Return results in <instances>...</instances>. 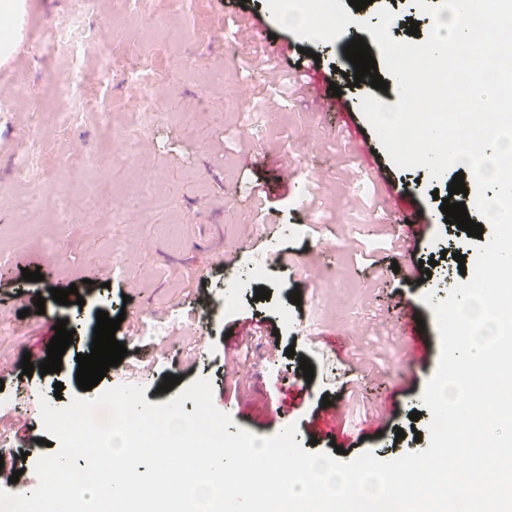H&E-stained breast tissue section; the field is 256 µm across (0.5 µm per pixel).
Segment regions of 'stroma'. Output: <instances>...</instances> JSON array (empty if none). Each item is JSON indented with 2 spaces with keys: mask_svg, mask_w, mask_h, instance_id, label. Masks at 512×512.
Masks as SVG:
<instances>
[{
  "mask_svg": "<svg viewBox=\"0 0 512 512\" xmlns=\"http://www.w3.org/2000/svg\"><path fill=\"white\" fill-rule=\"evenodd\" d=\"M14 38L0 47V425L6 430L0 461L23 459L24 493L38 484L37 460L49 454L40 398L59 407L78 395L71 374L77 354L90 351L97 311L121 317L115 333L128 354L89 392L132 384L158 405L172 400L159 392L164 375L211 381L215 407L235 426L271 436L297 428L305 451L344 448L347 459L372 451L394 460L429 445L431 412L422 402L437 369L441 341L426 294H449L445 272L426 284L403 281L402 271L420 256L447 248L433 191L447 179H431L426 168H396L360 110L370 94L385 105L397 102V85L372 89L369 80L343 87L353 124L379 153L366 166L352 151L333 113L319 111L296 82L298 63L315 65L327 83L338 82L343 48L353 37L372 41L360 25H347L334 41L301 39L278 26L266 0H189L179 13L169 0H146L128 12L112 0V12L91 16L90 30H104L113 48H130L127 65L143 81L165 89L157 111H139L136 89L123 78L98 81L97 43L87 40L74 55H60L58 68L79 65L87 103L69 125L58 126L64 90L51 84L35 47L48 40L49 26L65 0H19ZM388 8L396 18L393 39L423 43L432 27L413 0H373L364 11L370 24ZM162 16L153 26L149 14ZM259 21L265 39L250 38L245 17ZM420 18L417 36H407L410 17ZM147 137L151 145L132 159L104 148L103 126ZM39 130L42 162L56 180L43 190L16 179L11 162ZM90 155L112 164L117 192L150 181L147 209L117 212L90 194L100 169ZM287 160L295 178L283 181L277 160ZM409 195L424 224L413 246L395 236L396 217L386 210L385 191ZM39 204H32L33 194ZM267 266L265 279L249 271ZM40 270L39 282L22 278ZM76 286L83 305L57 304L54 288ZM269 299H256L258 287ZM299 291L301 302L289 300ZM45 312H34L36 297ZM66 320L73 342L60 372L25 376V343L42 328V315ZM419 315L428 339L410 352L399 329ZM261 324L236 388L224 386L227 331L247 320ZM294 356H286V349ZM314 367L305 380L301 358ZM63 391H56L55 383ZM329 406H322V399ZM418 421H410L413 411ZM415 426L419 441L397 438Z\"/></svg>",
  "mask_w": 512,
  "mask_h": 512,
  "instance_id": "obj_1",
  "label": "stroma"
}]
</instances>
